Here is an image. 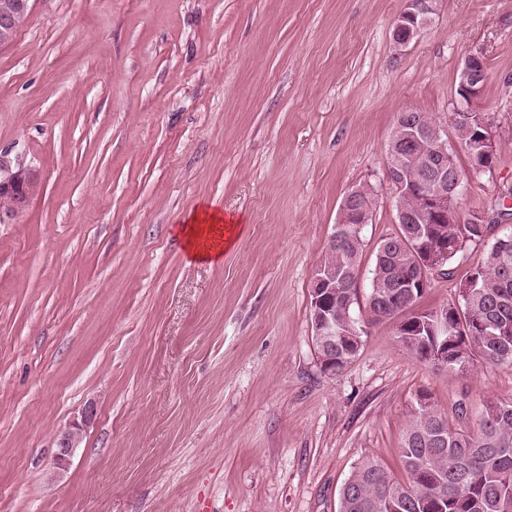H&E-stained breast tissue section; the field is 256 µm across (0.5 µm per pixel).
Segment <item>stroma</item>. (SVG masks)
Instances as JSON below:
<instances>
[{"label": "stroma", "instance_id": "stroma-1", "mask_svg": "<svg viewBox=\"0 0 512 512\" xmlns=\"http://www.w3.org/2000/svg\"><path fill=\"white\" fill-rule=\"evenodd\" d=\"M402 0H35L0 48V155L40 191L0 217V512H338L366 455L403 477L409 408L455 419L512 397V363L437 371L369 319L375 251L395 232L386 148L397 113L440 127L462 60L494 170L458 219L512 186V0H439L392 48ZM377 192L362 230L354 361L325 373L311 277L347 191ZM215 206L238 222L224 261L179 228ZM431 274L420 310L454 302L497 236ZM94 419L70 465L57 437Z\"/></svg>", "mask_w": 512, "mask_h": 512}]
</instances>
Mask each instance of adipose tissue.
Returning a JSON list of instances; mask_svg holds the SVG:
<instances>
[{
    "label": "adipose tissue",
    "instance_id": "1",
    "mask_svg": "<svg viewBox=\"0 0 512 512\" xmlns=\"http://www.w3.org/2000/svg\"><path fill=\"white\" fill-rule=\"evenodd\" d=\"M235 230V224L225 221L222 212L205 208L186 221L182 236L192 258L218 264L233 245Z\"/></svg>",
    "mask_w": 512,
    "mask_h": 512
}]
</instances>
